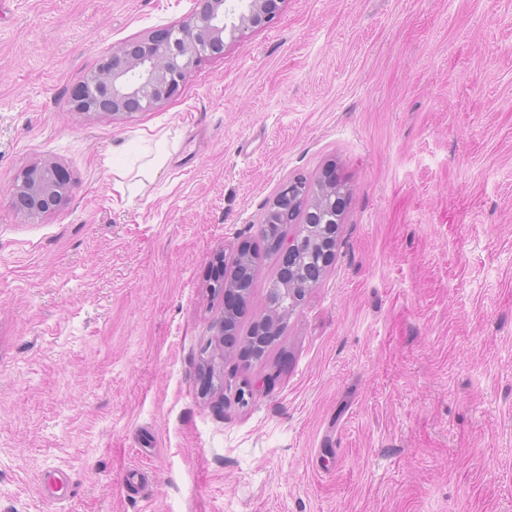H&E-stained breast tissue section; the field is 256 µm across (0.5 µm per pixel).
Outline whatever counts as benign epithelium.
<instances>
[{
    "mask_svg": "<svg viewBox=\"0 0 512 512\" xmlns=\"http://www.w3.org/2000/svg\"><path fill=\"white\" fill-rule=\"evenodd\" d=\"M228 0H194V8L178 23L167 27L170 35L161 37L149 32L137 39L113 47L105 54L85 81L82 94L72 97L71 111L96 113L115 119L129 117L136 112L157 109L176 96L191 71L203 60L224 53L225 39L234 42L248 30L267 27L280 11L284 0H235L237 7L226 6ZM66 167L53 161H40L24 168L16 177L12 196L15 209L27 219H35L62 207L68 200L71 181L64 176ZM325 171L313 185H305L303 192L312 199H325L344 194L346 189L328 184ZM341 217L323 218V213L306 211L303 223L282 226L278 245L282 252V270L273 287L288 293V300L298 306L309 289L315 287L322 273H312L306 281L284 282L285 269L291 260L292 249L302 248L312 240L321 246V268H326L336 251V225ZM210 288L224 298V316L220 321V335L235 333L229 314L236 312L240 301L246 298L249 287L240 275L232 274L213 280ZM274 321L261 318L253 326L250 347L260 353L271 340Z\"/></svg>",
    "mask_w": 512,
    "mask_h": 512,
    "instance_id": "benign-epithelium-1",
    "label": "benign epithelium"
}]
</instances>
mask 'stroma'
<instances>
[{"mask_svg": "<svg viewBox=\"0 0 512 512\" xmlns=\"http://www.w3.org/2000/svg\"><path fill=\"white\" fill-rule=\"evenodd\" d=\"M191 7L0 0V512H512V0H285L158 109L70 112ZM161 136L168 165L113 202ZM40 160L71 191L25 220L10 186ZM329 163L335 259L243 359L279 269L259 223ZM242 246L215 373L210 268Z\"/></svg>", "mask_w": 512, "mask_h": 512, "instance_id": "35a3bbf8", "label": "stroma"}]
</instances>
